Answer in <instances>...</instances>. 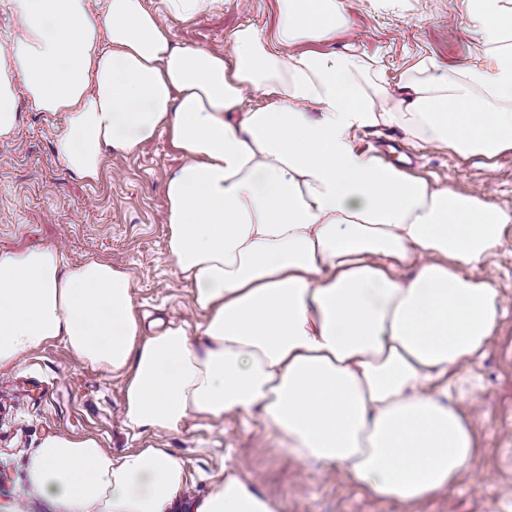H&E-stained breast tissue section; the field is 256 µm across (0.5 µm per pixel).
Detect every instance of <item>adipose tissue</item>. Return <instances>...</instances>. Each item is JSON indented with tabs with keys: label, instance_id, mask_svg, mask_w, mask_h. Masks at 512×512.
I'll use <instances>...</instances> for the list:
<instances>
[{
	"label": "adipose tissue",
	"instance_id": "1",
	"mask_svg": "<svg viewBox=\"0 0 512 512\" xmlns=\"http://www.w3.org/2000/svg\"><path fill=\"white\" fill-rule=\"evenodd\" d=\"M0 141L17 96L62 115L58 159L98 179L166 135L184 159L164 183L168 253L203 315L145 335L130 276L52 247L0 251V372L64 342L126 378L137 429L190 417L258 416L310 467L363 495L412 507L455 487L480 452L448 375L482 355L505 311L484 269L512 210L438 188L357 149L397 127L468 158L512 150V0H463L479 62L432 75L422 62L389 90L348 33V0H276L274 32L245 25L227 51L177 45L168 18L223 0H0ZM55 512H168L187 485L164 448L112 456L92 436L54 435L26 465ZM197 512H277L230 474Z\"/></svg>",
	"mask_w": 512,
	"mask_h": 512
}]
</instances>
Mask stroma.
Returning a JSON list of instances; mask_svg holds the SVG:
<instances>
[{
    "mask_svg": "<svg viewBox=\"0 0 512 512\" xmlns=\"http://www.w3.org/2000/svg\"><path fill=\"white\" fill-rule=\"evenodd\" d=\"M350 13L361 52L392 86L419 62L432 61L444 76L477 54L461 0H352ZM251 24L274 30L275 0H226L214 13L170 22L177 43L219 51L229 32ZM18 104L17 132L0 142V249L53 246L70 264L106 260L129 272L132 302L148 320L200 323L167 252L164 181L181 163L167 138L132 156L106 157L100 178L87 182L55 154L59 116L36 111L23 97ZM389 140L400 146L389 163L413 158L409 173L512 209V151L490 161L465 159L412 141L396 127L365 131L357 144L373 151ZM491 265L508 313L485 357L448 379L461 413L480 431V454L452 493L416 512H512V238ZM123 401L120 376L89 366L60 341L0 374V512H54L46 498L29 493L25 473L27 452L54 433L95 435L116 457L148 445L181 457L190 481L169 512H196L229 473L256 480L278 512H402L396 503L361 495L337 470L291 458L282 437L260 420L200 416L177 432L141 435L125 424Z\"/></svg>",
    "mask_w": 512,
    "mask_h": 512,
    "instance_id": "stroma-1",
    "label": "stroma"
}]
</instances>
